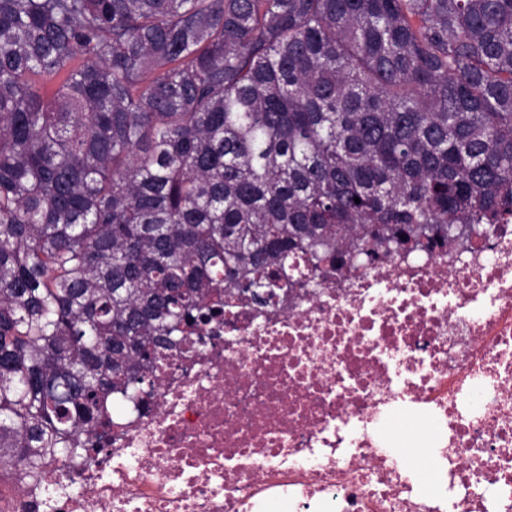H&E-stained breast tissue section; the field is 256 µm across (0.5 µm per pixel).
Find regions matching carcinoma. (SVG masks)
Segmentation results:
<instances>
[{
	"label": "carcinoma",
	"instance_id": "carcinoma-1",
	"mask_svg": "<svg viewBox=\"0 0 512 512\" xmlns=\"http://www.w3.org/2000/svg\"><path fill=\"white\" fill-rule=\"evenodd\" d=\"M508 213L512 0H0V467L97 451L291 258Z\"/></svg>",
	"mask_w": 512,
	"mask_h": 512
}]
</instances>
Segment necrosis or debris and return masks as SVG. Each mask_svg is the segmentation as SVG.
<instances>
[{
	"label": "necrosis or debris",
	"mask_w": 512,
	"mask_h": 512,
	"mask_svg": "<svg viewBox=\"0 0 512 512\" xmlns=\"http://www.w3.org/2000/svg\"><path fill=\"white\" fill-rule=\"evenodd\" d=\"M307 275L115 398L99 452L5 468L7 512H512V218Z\"/></svg>",
	"instance_id": "4bbe7bcc"
}]
</instances>
